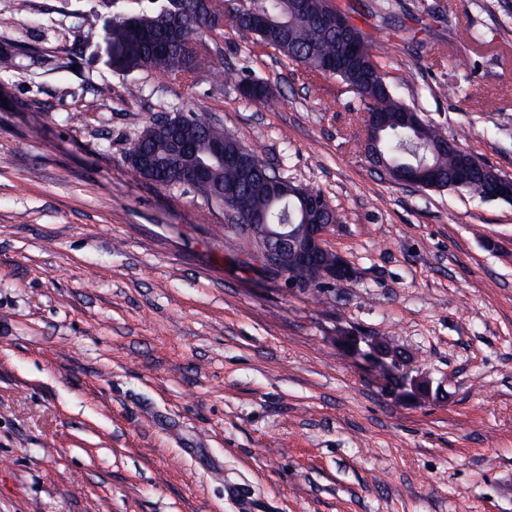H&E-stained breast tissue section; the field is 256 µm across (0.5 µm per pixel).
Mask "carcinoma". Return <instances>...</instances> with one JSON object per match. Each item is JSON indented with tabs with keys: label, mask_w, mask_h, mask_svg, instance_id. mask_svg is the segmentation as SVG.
I'll return each instance as SVG.
<instances>
[{
	"label": "carcinoma",
	"mask_w": 512,
	"mask_h": 512,
	"mask_svg": "<svg viewBox=\"0 0 512 512\" xmlns=\"http://www.w3.org/2000/svg\"><path fill=\"white\" fill-rule=\"evenodd\" d=\"M330 0H307V15L294 13L293 0H224V13L213 10L211 0H159L149 10H141L121 21L124 43L138 52L139 65L171 81L187 83L195 72L208 68L207 55L188 43L206 33L231 27L245 40H257L280 53L286 59L320 74L336 69L338 43L336 37L317 26L326 17ZM358 39L361 58L366 68H350L338 75L344 84L366 104L369 112H384L394 121L379 142L381 153L398 164L425 163L440 175L437 189L448 187V177L459 166L460 157L449 150L439 157L427 151L429 144L444 139L439 128L429 122L420 131L395 124L401 113L410 107L396 100L379 65L373 58L371 45L358 28H353ZM238 86L258 89L254 101L267 102L272 96L270 87L248 76L240 78ZM174 128L159 130L147 126L138 137L139 148L149 156L155 169L148 171L137 162L128 163L137 177L148 178L168 174L172 189L183 187L179 172L193 168L207 155L215 142H224L225 149L233 151L239 141L224 133V128L191 112L172 117ZM272 172L266 167L243 175L237 168L219 165L211 176V183L193 187L208 202L218 204L219 190L231 187L237 191L239 223L235 224V239H245L244 224L252 213L264 212L271 224H313L318 216L300 211L299 204L285 197L272 202Z\"/></svg>",
	"instance_id": "cac0c4a2"
}]
</instances>
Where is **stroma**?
Here are the masks:
<instances>
[{
    "instance_id": "obj_1",
    "label": "stroma",
    "mask_w": 512,
    "mask_h": 512,
    "mask_svg": "<svg viewBox=\"0 0 512 512\" xmlns=\"http://www.w3.org/2000/svg\"><path fill=\"white\" fill-rule=\"evenodd\" d=\"M334 2L512 178V0H428L413 37L416 0ZM149 5L0 0V512H512V201L381 174L346 84L232 30L202 37L222 81L142 70L118 26ZM176 111L321 191L354 278L288 287L223 208L133 178Z\"/></svg>"
}]
</instances>
